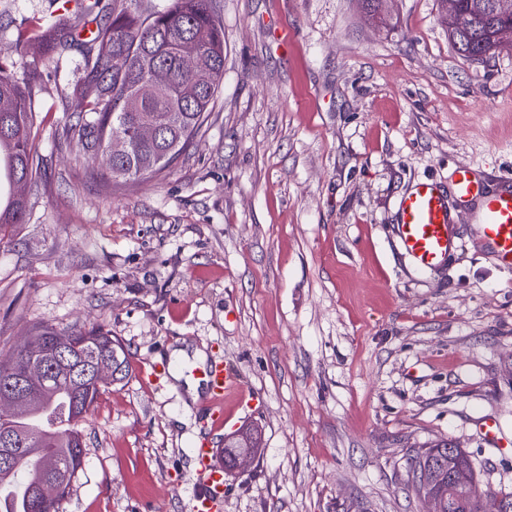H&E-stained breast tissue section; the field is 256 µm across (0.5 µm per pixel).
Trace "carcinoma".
Segmentation results:
<instances>
[{
    "mask_svg": "<svg viewBox=\"0 0 512 512\" xmlns=\"http://www.w3.org/2000/svg\"><path fill=\"white\" fill-rule=\"evenodd\" d=\"M127 2L112 0L107 12L102 0H62L64 11L73 4L96 23L86 39L78 28L62 27L50 16L33 18L16 38V45L32 48L48 65L74 50L80 53L73 93L81 110L61 137L76 143L82 155L103 158L110 179L96 170L90 177L107 186L172 164L192 143L224 82L219 0H168L163 5L141 0L145 6L140 9ZM504 24L512 25V0H459L457 14L448 20V38L461 57L478 60L496 52L491 36ZM158 70L165 74L162 82L154 80ZM38 112L33 85L15 80L0 60V179L8 185L7 195L0 194V233L25 223L18 184L28 185L41 175L33 145ZM144 127L153 128L155 136L143 137ZM27 341L39 350L60 347L67 361L56 365L50 382L33 389L29 410L9 421L24 443L12 462L0 464V492H15L7 502L0 495V512H62L82 471L84 435L78 424L108 387L129 380L131 356L102 326L89 331L43 328ZM94 358L111 361L117 371L112 381L73 380V370ZM30 361L20 348L0 359V397ZM260 448L261 433L242 430L224 440L219 459L231 469L239 454L256 458ZM461 467L474 470L469 456L450 441L418 451L410 463L415 492H433L442 512H481L479 487L448 494V472ZM46 475L55 477L57 495L38 498L32 488Z\"/></svg>",
    "mask_w": 512,
    "mask_h": 512,
    "instance_id": "carcinoma-1",
    "label": "carcinoma"
}]
</instances>
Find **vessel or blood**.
<instances>
[{
	"mask_svg": "<svg viewBox=\"0 0 512 512\" xmlns=\"http://www.w3.org/2000/svg\"><path fill=\"white\" fill-rule=\"evenodd\" d=\"M499 181V188L488 189L473 168L462 165L456 167L451 184L425 178L401 196L397 205L398 244L415 270L425 274L442 268L458 248L449 204L454 198L475 204L479 244L492 249L500 270L512 272V177L503 175ZM202 377L213 428L226 426L236 416L235 409L226 408V398H235L238 407H251L253 394L230 363L213 362L203 370ZM193 454L205 476L202 487L192 493L193 512H213L216 502L224 496V467L209 441L197 442Z\"/></svg>",
	"mask_w": 512,
	"mask_h": 512,
	"instance_id": "b4317fda",
	"label": "vessel or blood"
}]
</instances>
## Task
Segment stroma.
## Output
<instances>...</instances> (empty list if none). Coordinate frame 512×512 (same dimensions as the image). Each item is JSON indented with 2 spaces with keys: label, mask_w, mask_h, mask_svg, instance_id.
<instances>
[{
  "label": "stroma",
  "mask_w": 512,
  "mask_h": 512,
  "mask_svg": "<svg viewBox=\"0 0 512 512\" xmlns=\"http://www.w3.org/2000/svg\"><path fill=\"white\" fill-rule=\"evenodd\" d=\"M55 8L0 0L44 171L0 239V358L37 329L100 325L134 369L91 409L62 512H191L193 443L247 426L262 452L219 512H422L410 457L443 439L512 499V274L466 246L422 276L396 239L414 181L512 175V52L457 55L440 0H388L383 27L363 0H222L224 84L195 145L108 192L58 141L80 110L73 61L12 48ZM198 348L259 399L217 431L171 386Z\"/></svg>",
  "instance_id": "1"
}]
</instances>
